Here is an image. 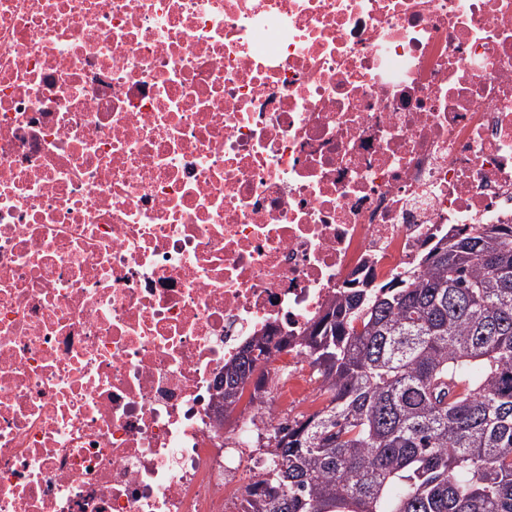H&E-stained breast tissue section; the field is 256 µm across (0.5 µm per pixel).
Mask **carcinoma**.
Wrapping results in <instances>:
<instances>
[{
	"label": "carcinoma",
	"mask_w": 512,
	"mask_h": 512,
	"mask_svg": "<svg viewBox=\"0 0 512 512\" xmlns=\"http://www.w3.org/2000/svg\"><path fill=\"white\" fill-rule=\"evenodd\" d=\"M271 343L224 363L228 403L265 389ZM300 346L327 405L268 434L242 512H512V224L338 291Z\"/></svg>",
	"instance_id": "cac0c4a2"
}]
</instances>
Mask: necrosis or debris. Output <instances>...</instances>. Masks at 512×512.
Instances as JSON below:
<instances>
[{"mask_svg":"<svg viewBox=\"0 0 512 512\" xmlns=\"http://www.w3.org/2000/svg\"><path fill=\"white\" fill-rule=\"evenodd\" d=\"M512 224V0H0V512H229L251 338ZM271 343V336L254 337L243 346L236 358L224 364V402L238 403L244 384L252 379L259 369V363L267 362L272 355ZM255 350L259 352L257 356L253 355Z\"/></svg>","mask_w":512,"mask_h":512,"instance_id":"obj_1","label":"necrosis or debris"}]
</instances>
